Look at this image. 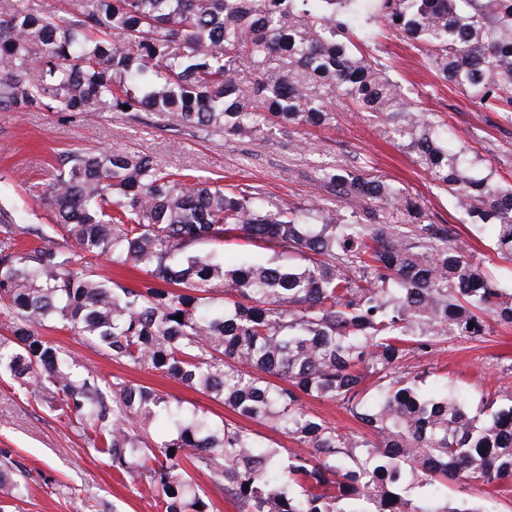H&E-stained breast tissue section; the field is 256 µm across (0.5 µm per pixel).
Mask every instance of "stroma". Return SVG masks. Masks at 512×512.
Instances as JSON below:
<instances>
[{"mask_svg":"<svg viewBox=\"0 0 512 512\" xmlns=\"http://www.w3.org/2000/svg\"><path fill=\"white\" fill-rule=\"evenodd\" d=\"M378 53L393 74L414 92L419 108L447 119L458 145L467 147L478 166L512 183V123L456 89L443 85L423 55L409 49L392 31L370 23ZM130 148L152 155L171 168L223 177L228 184H250L295 202L315 201L333 209L340 202L323 189L319 168L358 162L363 170L397 183L416 196L431 220L455 225L470 239L471 252L502 287L512 289V262L494 250L492 225L471 238L467 220L454 208L449 192L435 186L409 153L394 144L382 123L366 112L337 109L331 127L297 134L276 131L266 137L222 136L206 141L179 126H156L153 120L130 122L120 112L86 118L71 112L16 111L0 106V208L11 210L16 223L47 224L51 212L42 195L53 180L60 155L75 149ZM42 333L74 354L85 368L116 375L180 401L215 420L233 419L221 401L147 369L120 365L88 348L81 336L56 328ZM431 374L422 383L433 392L448 388L471 404L512 394V326L491 324L479 340L451 338L423 355L409 354L399 372L413 377ZM0 453L25 474L28 494L6 499L8 512H160L154 492L138 476L117 477L106 456L90 448L66 422L56 419L32 389L0 373ZM448 495L473 503L495 501L498 512H512V481L499 486L449 482Z\"/></svg>","mask_w":512,"mask_h":512,"instance_id":"35a3bbf8","label":"stroma"}]
</instances>
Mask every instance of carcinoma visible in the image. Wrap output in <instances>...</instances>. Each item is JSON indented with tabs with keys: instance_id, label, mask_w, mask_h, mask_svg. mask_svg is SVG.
<instances>
[{
	"instance_id": "1",
	"label": "carcinoma",
	"mask_w": 512,
	"mask_h": 512,
	"mask_svg": "<svg viewBox=\"0 0 512 512\" xmlns=\"http://www.w3.org/2000/svg\"><path fill=\"white\" fill-rule=\"evenodd\" d=\"M355 2L94 0L64 17L13 0L0 12V105L122 111L208 139L326 126L347 104L382 121L471 223L493 225L495 251L511 259L512 185L478 176L448 123L416 107L369 32L356 36ZM371 19L512 123V0H378ZM243 64L251 97L238 85ZM319 181L346 211L227 188L127 149L68 153L46 190L53 223L14 224L0 210V369L34 385L116 475L152 488L163 512H212L196 470L224 483L237 512H496L450 507L445 488L512 480V396L473 408L423 393L428 370L402 378L396 368L450 336L481 338L490 317L512 324V293L405 189L347 164L320 169ZM387 207L407 224L380 223ZM229 238L268 258L228 266L200 249ZM101 257L148 280L110 281ZM46 326L212 395L307 451L263 450L238 423L82 372ZM306 398L338 403L367 432H341ZM158 417L171 433L152 443ZM415 484L431 494L409 497ZM5 485L14 498L26 490L3 466Z\"/></svg>"
}]
</instances>
